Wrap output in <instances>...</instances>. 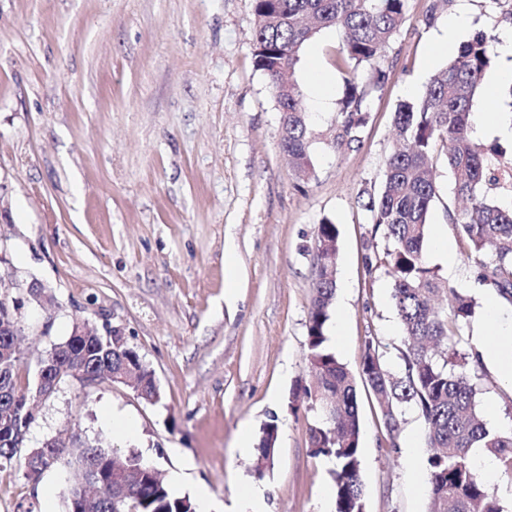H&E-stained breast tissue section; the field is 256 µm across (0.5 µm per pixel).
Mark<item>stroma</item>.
I'll list each match as a JSON object with an SVG mask.
<instances>
[{
    "mask_svg": "<svg viewBox=\"0 0 512 512\" xmlns=\"http://www.w3.org/2000/svg\"><path fill=\"white\" fill-rule=\"evenodd\" d=\"M253 0H0V292L20 309L23 378L65 341L74 323L120 329L160 387L148 402L108 380L73 382L40 403L25 448L50 438L138 453L174 492L206 487L227 502L241 482L266 490V512H318L333 464L310 453L308 313L314 242L337 224L340 280L327 328L332 350L357 368L375 340L385 368L400 374L401 331L385 262L365 266L372 231L363 204L380 188L394 146L393 112L417 100L451 53L437 47L450 16L465 13L462 40L499 35L512 0H407L384 60L382 89H367L359 146L337 152L325 137L344 95L336 30L301 49L334 73L330 102L312 109L311 180L298 182L280 150L281 114L252 56ZM433 21H426L427 11ZM431 223L454 259L427 260L440 279L476 303L460 349L495 293L479 287L466 248L448 222L454 177L435 168ZM44 288L41 305L30 285ZM478 409L492 427H512V380L481 366ZM365 512H428L427 484L405 463L404 439L423 430L405 408L396 432L359 392ZM132 422V435L113 415ZM276 418L274 464L257 476L240 454L241 429L259 437ZM76 472L69 456L31 481L0 469V512H66Z\"/></svg>",
    "mask_w": 512,
    "mask_h": 512,
    "instance_id": "stroma-1",
    "label": "stroma"
}]
</instances>
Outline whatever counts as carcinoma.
Instances as JSON below:
<instances>
[{"label":"carcinoma","instance_id":"1","mask_svg":"<svg viewBox=\"0 0 512 512\" xmlns=\"http://www.w3.org/2000/svg\"><path fill=\"white\" fill-rule=\"evenodd\" d=\"M405 0H254L253 57L268 78L281 112L280 148L292 160L296 177L305 180L313 170L312 131L301 107V89L286 77L303 45L325 28L339 31L342 45L336 66L347 92L329 130L327 144L336 150L360 143L367 124L365 89L359 81L371 74L372 87L382 88L386 72L380 63L403 18ZM495 37L480 33L463 43L448 65L430 80L414 102L399 104L393 114L396 145L385 162L383 182L363 206L372 214L365 263H378V232L391 244L385 259L392 278V300L402 329L399 349L404 371L389 373L373 341H368L354 376L328 346L327 324L336 293V272L315 276L308 315L307 360L313 383L303 388L314 420L309 429L312 455L335 462V512H364L361 480L360 423L357 381L365 384L381 411L384 427L397 429L406 407L416 408L424 423L429 484V512H504L498 496L489 491L471 460V449L482 448L512 476V429L487 425L476 409L479 357L459 352L460 331L475 314L470 297L447 288L428 265L426 245L429 213L437 188L434 167L446 163L454 175V196L468 203L448 211L458 237L468 247L467 259L478 269V281L512 306V207L495 195L499 179L471 137L472 100L493 59ZM339 230L329 221L319 225L314 249L337 246ZM452 295L450 308H435L443 292ZM70 346L99 379H108L121 359L112 356L108 336L68 337ZM125 357L141 371L144 395H154L148 369L140 354L126 347ZM21 357L15 351L0 357V394L13 396L31 387L22 383ZM277 419L260 431L253 470L258 477L272 467L267 446L278 439ZM81 475L103 485L112 465L107 448L86 447L73 453ZM124 465L134 485L126 494L105 490L94 509L82 499H67L69 512H196L187 497L172 493L160 472L130 454Z\"/></svg>","mask_w":512,"mask_h":512}]
</instances>
